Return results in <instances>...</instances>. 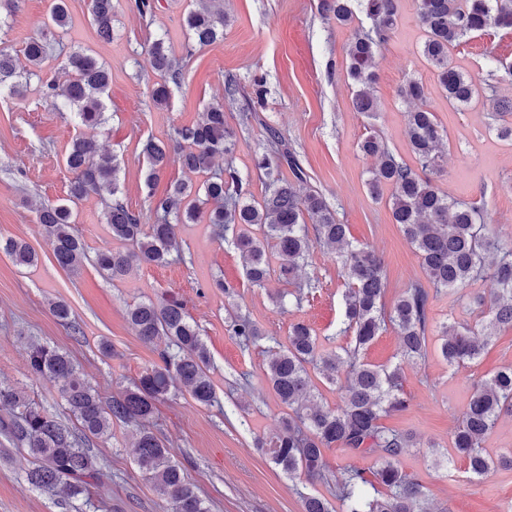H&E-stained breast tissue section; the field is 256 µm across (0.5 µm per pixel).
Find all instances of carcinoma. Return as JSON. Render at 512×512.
Returning a JSON list of instances; mask_svg holds the SVG:
<instances>
[{
    "label": "carcinoma",
    "mask_w": 512,
    "mask_h": 512,
    "mask_svg": "<svg viewBox=\"0 0 512 512\" xmlns=\"http://www.w3.org/2000/svg\"><path fill=\"white\" fill-rule=\"evenodd\" d=\"M222 0H196L198 8L187 16L193 46H206L224 37ZM399 0H318L317 9L327 21L348 25L356 12L363 13L371 27L358 31L346 49V73L355 92L353 108L367 116L378 112L374 95L375 58L398 19ZM90 14L99 38L112 39V0H91ZM418 23L425 33L422 55L436 70L438 84L448 102L468 105L478 95L477 80L455 68L451 50L469 34L487 29L512 30V0H419ZM67 0H53L41 33L23 49L28 68L19 69L16 58L0 48V91L15 90L17 79L30 83L39 77L47 40L66 29ZM152 68L163 82L153 91L158 105L167 104L169 84H177L182 69L165 38L149 47ZM71 77L63 82H42V102L54 109L74 110L77 123L98 127L107 122L103 98L111 74L91 54L68 56ZM427 89L410 77L400 89L407 103L421 101ZM406 132L420 169L397 159L376 135L366 136L360 150L376 159L368 186L373 196L388 185L393 221L415 249L428 284L409 283L393 306L385 308V276L382 259L368 246L353 243L347 225L323 196L301 191L307 175L295 152L283 147L278 130L265 126L266 145L255 166L268 177L265 194L256 202L246 197L243 180L231 166L213 171V159L232 152L233 133L224 121V106L216 104L191 125L175 129L170 142L146 140L141 154L146 163L144 184L153 189L171 159L192 172L208 174L198 189L185 182L170 184L165 196L152 201L149 213L134 212L120 196L121 168L104 154L96 141L72 138L65 163L74 174L67 198L44 204L38 222L51 243L56 264L77 271L88 260L82 238L75 230L72 205L90 193L105 203L106 224L115 246L95 255L93 263L105 277L115 281L129 276L133 266L162 265L183 225L205 221L218 237L231 236L244 260L247 280L264 285L272 276L294 286L279 294L285 307L287 296L301 307L315 284L300 280V271L311 250L318 246L344 273L345 320L341 334H351L346 345L335 350L323 346L314 329L303 321L289 327L286 340L265 337L246 314L230 316L229 331L247 350L265 338V377L280 404L288 409L273 435L256 440L269 461L290 478L305 476L322 482L339 504L340 512H448L430 506L423 482L399 465L404 449L414 447L413 435L385 426L382 420L408 408L400 366H376L364 359L365 351L392 325L400 336L399 357L413 361L425 358L428 337L434 331L431 292L450 293L476 286L472 296L486 307L474 326L443 323L439 326L440 353L448 366L460 369L482 357L495 332L512 329V249L495 243L479 207L454 201L435 186L428 174L441 170L446 131L434 113L421 108L406 112ZM288 168L290 177L282 175ZM212 204L206 210L204 206ZM0 251L19 267H34L38 255L23 240L0 239ZM53 315L71 324V310L58 300L50 303ZM127 320L145 344L163 338L166 348L159 362L146 369L133 386L103 402L97 389L80 374L69 355L59 349L32 343L27 350V368L38 380L59 385L67 409L78 423L73 429L48 414L24 392L0 386V435L27 460L22 469L29 488L48 496L70 500L99 486L104 478L101 458L90 442L109 435L120 423L134 430L136 464L168 504L170 512H209L205 500L185 480L183 468L153 429L156 402L173 391L189 394L199 405L216 402L210 376V355L197 324L187 315L183 302L163 293L127 309ZM320 375L341 395V404L329 408L314 399L310 373ZM512 414V367L473 384V391L453 432V449L467 462L477 478L497 467L512 468V452L494 460L484 451V442L500 416ZM340 448L350 457H373L375 468L366 471L354 464L331 471L325 450ZM303 512H335L330 501L316 494L302 495Z\"/></svg>",
    "instance_id": "obj_1"
}]
</instances>
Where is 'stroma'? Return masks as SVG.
<instances>
[{
  "label": "stroma",
  "instance_id": "35a3bbf8",
  "mask_svg": "<svg viewBox=\"0 0 512 512\" xmlns=\"http://www.w3.org/2000/svg\"><path fill=\"white\" fill-rule=\"evenodd\" d=\"M152 17L142 18L134 0H112V39L101 41L90 16V0H68L69 30L51 44L43 65L44 78L65 74L68 54L85 51L104 62L112 73L105 112L106 128L77 125L69 110L44 107L37 83L21 94L0 96V237L30 244L37 266L16 267L0 254V385L24 390L49 413L67 418L56 384L30 377L25 357L30 342L66 351L103 400H110L158 361L159 345L141 342L126 318L130 304L162 293L182 299L197 323L210 354V376L217 401L196 404L176 395L156 405L154 421L161 438L182 462L188 481L205 499L210 512H302L306 493L327 494L305 476L288 478L255 446L256 438L279 427L284 412L264 378L266 340L242 350L227 330L229 312L250 314L267 336L285 339L291 323L302 320L329 348L346 344L339 329L344 318V277L340 266L321 249H313L302 278L315 281L313 299L302 308L279 309L273 295L285 285L269 280L251 284L231 240L213 237L206 224L184 225L180 259L163 266H142L124 281L103 277L92 264L78 272L60 269L38 220L36 208L65 199L71 178L63 156L77 134L97 139L121 167L123 199L135 212L147 210L151 196H163L170 183L198 184L201 176L171 160L154 189L143 177L141 146L147 139L169 141L177 127L195 122L209 106H224V118L234 134L232 155L215 159V168L233 166L254 198L265 191L263 174L255 166L262 152L266 126L277 128L285 145L296 152L309 174V186L322 193L347 224L351 241L374 249L386 274L385 304L425 274L415 250L395 224L387 198H374L366 182L373 166L360 142L370 134L405 161H412L406 135L407 104L399 90L407 78L422 79L428 88L421 108L434 112L448 134L443 170L435 185L451 198L482 209L484 222L500 244L512 243V141L489 130L495 100L512 99V80L485 86L492 66L512 65V30L489 29L465 38L451 52L455 66L480 80L479 93L463 108L449 105L441 94L420 47L424 33L417 21V0H399L396 30L377 57L375 94L380 109L375 118L355 112L352 85L345 71V49L356 28H369L358 15L354 24L340 26L322 19L317 0H223V39L187 52V14L195 0H155ZM50 0H20L11 28L0 29V46L22 54L26 41L37 36ZM165 35L183 64L180 84L171 85L168 104L152 97L160 76L153 70L148 46ZM234 76L242 92L227 100L224 79ZM262 79L265 106L241 124L240 113L251 110L255 79ZM105 206L98 196L74 208L75 227L89 252L111 248ZM234 287L232 297L214 288L215 279ZM61 299L72 309L71 325L51 312L50 301ZM108 340L113 355H102L100 340ZM437 337L429 339L425 361L403 366L408 409L388 418L390 426L413 434L418 445L406 449L401 468L418 475L434 503L451 512H512V470L498 469L476 479L458 457L436 466L435 449H449L473 382L512 366V329L499 332L480 361L459 371L442 359ZM131 438L117 425L110 438L93 440L108 481L106 493L91 490L88 499L60 503L30 489L18 462L0 458V512H167L168 505L133 462Z\"/></svg>",
  "mask_w": 512,
  "mask_h": 512
}]
</instances>
